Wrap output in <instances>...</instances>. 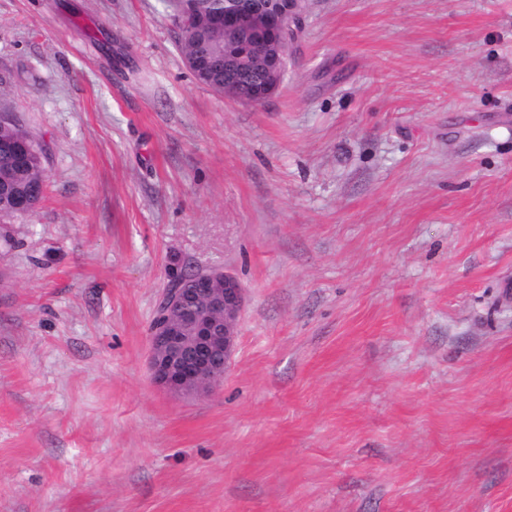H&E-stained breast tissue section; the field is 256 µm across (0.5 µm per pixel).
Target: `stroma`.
I'll use <instances>...</instances> for the list:
<instances>
[{
  "label": "stroma",
  "mask_w": 512,
  "mask_h": 512,
  "mask_svg": "<svg viewBox=\"0 0 512 512\" xmlns=\"http://www.w3.org/2000/svg\"><path fill=\"white\" fill-rule=\"evenodd\" d=\"M164 0H0V512H512V0H305L279 91L198 84ZM243 288L158 386L168 270ZM0 113V185L9 184L20 188L28 195L31 212L40 204L45 193V177L42 167V147L36 143L12 117ZM28 140L33 143L35 161L27 168L19 169L14 166L11 158V148L19 141ZM0 192L11 196L12 212L14 215L30 213V205L23 194H12L3 187ZM183 277L170 280L161 297L165 319L150 331L149 367L165 390L201 394L219 382L231 359L243 289L223 270L202 272L177 288Z\"/></svg>",
  "instance_id": "stroma-1"
}]
</instances>
